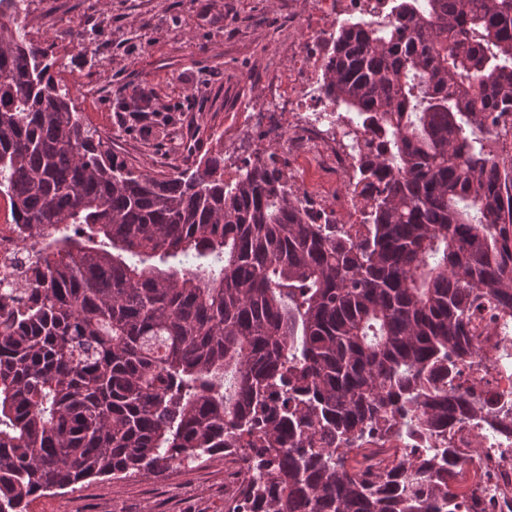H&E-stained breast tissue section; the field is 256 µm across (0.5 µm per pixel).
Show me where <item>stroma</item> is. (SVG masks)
I'll return each instance as SVG.
<instances>
[{
    "mask_svg": "<svg viewBox=\"0 0 512 512\" xmlns=\"http://www.w3.org/2000/svg\"><path fill=\"white\" fill-rule=\"evenodd\" d=\"M51 0H28L20 27L44 42L85 122L112 138L118 159L170 174L224 148V116L250 106L262 76L286 68L289 0H71L47 27ZM94 32L82 51L78 32ZM160 104L151 123L123 112L132 89ZM231 459L216 454L162 475L99 478L45 495L29 512H224Z\"/></svg>",
    "mask_w": 512,
    "mask_h": 512,
    "instance_id": "stroma-1",
    "label": "stroma"
}]
</instances>
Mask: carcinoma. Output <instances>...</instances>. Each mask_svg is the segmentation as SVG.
Instances as JSON below:
<instances>
[{"mask_svg":"<svg viewBox=\"0 0 512 512\" xmlns=\"http://www.w3.org/2000/svg\"><path fill=\"white\" fill-rule=\"evenodd\" d=\"M0 0V190L40 239L0 296V512L222 451L228 512H477L451 432L497 401L465 385L474 321L512 319V0H391L342 25L327 87L382 144L366 223L312 224L281 174L224 154L152 174L84 123ZM385 471L350 464L371 442Z\"/></svg>","mask_w":512,"mask_h":512,"instance_id":"carcinoma-1","label":"carcinoma"}]
</instances>
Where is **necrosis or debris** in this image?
Instances as JSON below:
<instances>
[{
    "instance_id": "1",
    "label": "necrosis or debris",
    "mask_w": 512,
    "mask_h": 512,
    "mask_svg": "<svg viewBox=\"0 0 512 512\" xmlns=\"http://www.w3.org/2000/svg\"><path fill=\"white\" fill-rule=\"evenodd\" d=\"M389 0H301L288 14V26L297 32L288 45L286 72H269L260 95V107L242 112L232 135L240 144H277V167L292 175V157L316 153L335 179L336 189L327 194L293 185L292 190L317 224L357 227L364 217L365 202L354 192V181L366 154L370 134H361V146L351 148L345 135L349 116L340 112L326 91L325 65L334 45L336 30L347 18L371 21L388 15ZM34 238L22 235L11 212L0 215V286L32 288L36 282L25 270L34 260ZM512 350V336L493 337L469 371L472 379L490 384L491 391L512 408V364L484 371L496 349ZM464 447L480 446L485 459L477 483L483 490L482 512H512V430L493 418L474 420L460 434Z\"/></svg>"
}]
</instances>
